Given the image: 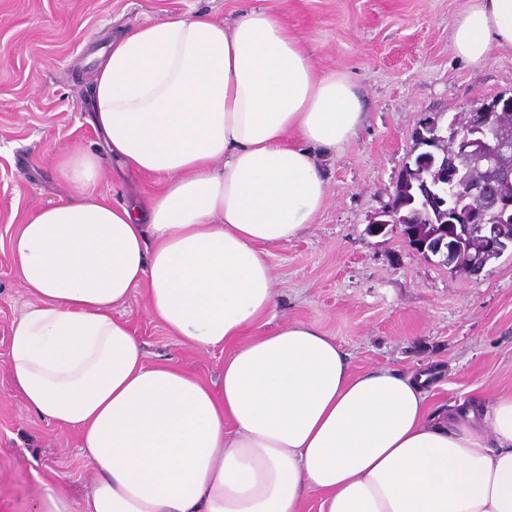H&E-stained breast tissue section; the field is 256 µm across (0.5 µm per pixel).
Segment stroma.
Segmentation results:
<instances>
[{"label": "stroma", "instance_id": "stroma-1", "mask_svg": "<svg viewBox=\"0 0 512 512\" xmlns=\"http://www.w3.org/2000/svg\"><path fill=\"white\" fill-rule=\"evenodd\" d=\"M470 0H0V512H32L42 481L59 475L73 497L91 473L76 432L28 413L7 362L11 325L28 295L9 243L20 224L71 188L54 158L80 145L101 158L96 194L143 208L162 177L122 169L94 125L99 55L128 28L205 12L228 22L243 6L280 14L310 47L316 69L355 84L366 119L323 160L326 204L303 234L270 247L279 320L310 323L348 353L355 370L434 373L437 408L512 393V255L470 273L424 257L401 228L375 231L425 118L448 121L512 94V46L475 65L451 34ZM148 360L171 359L211 387L224 352L170 336L141 293L118 310Z\"/></svg>", "mask_w": 512, "mask_h": 512}]
</instances>
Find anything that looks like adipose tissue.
I'll list each match as a JSON object with an SVG mask.
<instances>
[{
    "label": "adipose tissue",
    "instance_id": "ef3b65f1",
    "mask_svg": "<svg viewBox=\"0 0 512 512\" xmlns=\"http://www.w3.org/2000/svg\"><path fill=\"white\" fill-rule=\"evenodd\" d=\"M479 64L512 45V0H474L452 32ZM113 160L166 181L146 211L93 191L99 157L57 161L73 192L12 237L29 300L8 370L25 409L76 430L93 475L74 499L43 483L35 512H512V395L431 411L430 378L354 370L335 339L275 323L266 249L327 199L321 159L363 120L349 78L317 75L282 18L196 12L113 39L94 78ZM150 314L200 351L226 349L219 389L148 362L114 308Z\"/></svg>",
    "mask_w": 512,
    "mask_h": 512
}]
</instances>
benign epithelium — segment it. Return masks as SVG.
<instances>
[{
    "instance_id": "7a95c632",
    "label": "benign epithelium",
    "mask_w": 512,
    "mask_h": 512,
    "mask_svg": "<svg viewBox=\"0 0 512 512\" xmlns=\"http://www.w3.org/2000/svg\"><path fill=\"white\" fill-rule=\"evenodd\" d=\"M506 106L512 108V95L472 106L463 121L452 123L445 131L434 120L424 122L416 138L429 142L431 153L420 158L419 164L432 167L437 157L448 156L450 150L470 169L493 166L501 157L511 155L512 135L504 133L494 121ZM493 196L496 201L486 210L461 206L465 200ZM430 205L437 212L438 223L452 225L454 232L438 239L429 235L422 244L414 246L421 254L440 256L441 263L452 266L466 241L477 237L482 245L479 254L472 256L471 264L481 270L492 258L512 248V198L495 196L491 185L475 178L464 180L455 172L447 173Z\"/></svg>"
}]
</instances>
